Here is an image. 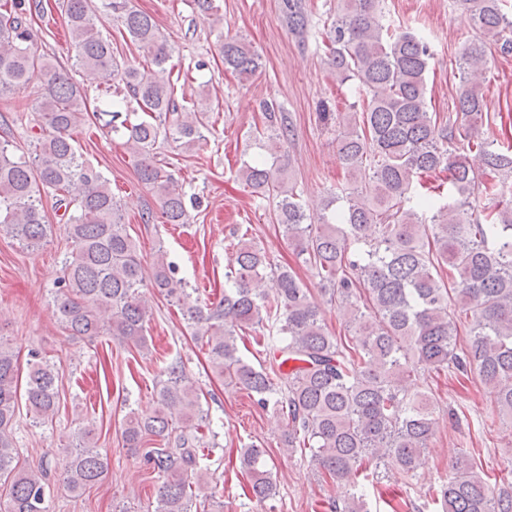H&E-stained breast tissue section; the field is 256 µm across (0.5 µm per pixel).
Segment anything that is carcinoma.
<instances>
[{"label": "carcinoma", "mask_w": 512, "mask_h": 512, "mask_svg": "<svg viewBox=\"0 0 512 512\" xmlns=\"http://www.w3.org/2000/svg\"><path fill=\"white\" fill-rule=\"evenodd\" d=\"M460 2L479 37L464 42L456 61V117L428 109V41L384 23L383 0H338L323 40L325 64L340 83L357 81L366 99L359 110L324 108L321 118L338 121L350 187L332 194L319 217L311 214L277 156L293 126L275 100L263 102V124L253 133L269 157L239 169L246 186L275 201L282 236L329 287L348 335L331 334L296 273L243 234L224 297L212 307L191 304L174 263L161 249L154 257L152 288L182 307L213 374L259 408L280 412L286 451L308 455L314 472L339 489L330 512H370L367 487L384 471L404 481L419 476L436 433L437 400L431 389L408 383L427 373L474 377L512 432V140L481 135L488 101L473 81L492 66L489 46L512 52L505 37L512 12H504L506 0ZM277 7L288 31L304 37L306 0H278ZM58 8L76 66L90 82L114 88L116 98L90 108L84 86L33 50L28 16L39 4L0 0V100L31 74L44 77L33 149L21 153L0 140V229L26 248L40 247L47 236L42 194L52 195L71 242L52 297L59 326L91 342L108 334L141 352L152 310L141 255L109 179L82 159L74 132L92 114L109 117L105 126L126 139L138 181L154 194L164 223L185 224L183 183L157 163L156 144L163 135L193 150L214 129L215 106L204 88L178 93L189 73L179 72L154 16L132 0H62ZM106 19L144 50L157 74L144 76L113 47L102 32ZM218 54L238 75L262 71L261 55L241 40L223 39ZM249 328L263 332L257 344L272 354L267 367L240 354L239 332ZM32 356L21 375L18 356L0 337V481L9 486L0 512H47V471L20 466L14 441L19 402L36 424L59 409L55 365ZM163 375L157 407L130 412L122 437L162 477L154 512H191L193 501L214 498L207 461L215 434L204 432V393L181 363H168ZM240 469L251 502L262 508L276 496L266 449H241ZM108 473L95 428L79 427L63 470L67 488L81 495ZM430 500L434 512H512V471L491 475L463 449Z\"/></svg>", "instance_id": "obj_1"}]
</instances>
